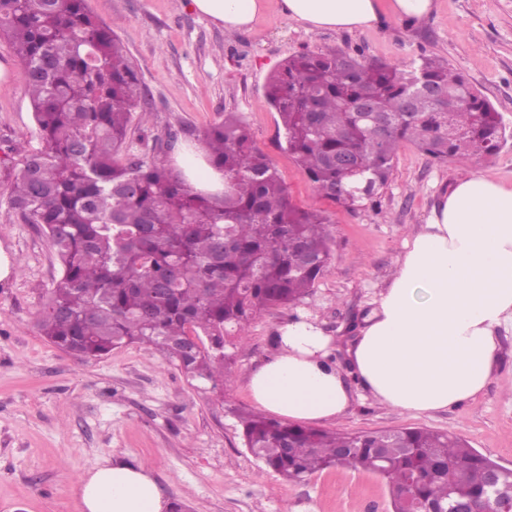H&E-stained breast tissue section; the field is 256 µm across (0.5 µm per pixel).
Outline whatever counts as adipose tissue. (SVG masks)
<instances>
[{"instance_id": "adipose-tissue-1", "label": "adipose tissue", "mask_w": 512, "mask_h": 512, "mask_svg": "<svg viewBox=\"0 0 512 512\" xmlns=\"http://www.w3.org/2000/svg\"><path fill=\"white\" fill-rule=\"evenodd\" d=\"M228 31L252 28L268 0H192ZM312 29L353 30L379 19L378 0H281ZM196 190L223 195L224 173L188 144L176 159ZM512 326V186L473 174L457 182L411 234L371 314L348 348L349 368L380 405L421 415L459 406L487 385L497 336ZM275 352L246 386L256 405L288 422L341 418L354 396L330 360L333 338L301 315L278 327ZM81 512H168L143 465L103 460L79 480Z\"/></svg>"}]
</instances>
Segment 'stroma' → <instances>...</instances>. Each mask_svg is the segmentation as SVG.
I'll return each mask as SVG.
<instances>
[{
    "label": "stroma",
    "mask_w": 512,
    "mask_h": 512,
    "mask_svg": "<svg viewBox=\"0 0 512 512\" xmlns=\"http://www.w3.org/2000/svg\"><path fill=\"white\" fill-rule=\"evenodd\" d=\"M362 30L309 29L283 15L278 0L252 29L225 32L191 0H88L113 25L148 96L132 122L130 151L173 166L169 133H203L238 113L272 160L292 201L326 212L331 265L296 311L257 316L249 338H229L233 374L220 390L189 380L160 353L132 344L81 361L46 342L38 321L59 278L55 251L25 223L0 187V250L17 266L0 281V512H80L78 481L103 459L147 465L166 499L183 512H392L385 481L367 471L328 469L291 482L245 448L240 416L255 405L248 372L273 349L293 313L334 338L331 359L347 370V349L374 308L403 242L454 184L472 173L512 184V136L490 159L440 163L402 145L375 207L345 210L318 198L279 146L278 115L266 95L269 74L309 51H361L365 59L407 64L419 55L447 60L480 91L512 133V0H436L419 21L395 18L389 0ZM0 137L39 148L21 61L0 48ZM498 364L483 391L455 408L411 416L355 399L335 428L367 433L419 427L452 431L512 468V331L498 336Z\"/></svg>",
    "instance_id": "obj_1"
}]
</instances>
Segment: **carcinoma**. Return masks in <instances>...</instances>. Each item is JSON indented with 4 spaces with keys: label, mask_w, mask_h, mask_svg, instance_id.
<instances>
[{
    "label": "carcinoma",
    "mask_w": 512,
    "mask_h": 512,
    "mask_svg": "<svg viewBox=\"0 0 512 512\" xmlns=\"http://www.w3.org/2000/svg\"><path fill=\"white\" fill-rule=\"evenodd\" d=\"M0 47L24 65L42 142L0 139V185L11 208L42 227L60 264L40 335L86 361L138 343L193 380L224 381L233 363L225 336L247 339L256 316L297 306L328 270V216L290 199L234 112L198 139L231 182L222 200L125 154L145 86L88 0H0ZM422 83L455 107L418 92ZM266 93L282 149L319 198L349 211L387 186L405 142L449 162L494 156L506 139L490 102L431 57L395 66L301 52L268 78ZM341 157L357 168L336 164ZM240 422L245 446L287 480L365 470L386 481L393 512L409 502L454 512L464 497L503 506L488 484L495 462L454 432H333L258 413Z\"/></svg>",
    "instance_id": "cac0c4a2"
}]
</instances>
